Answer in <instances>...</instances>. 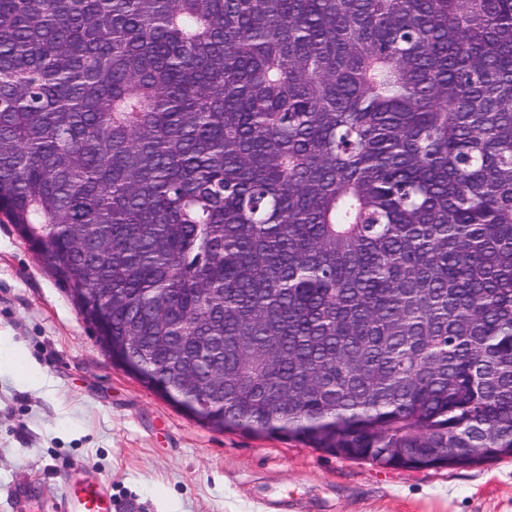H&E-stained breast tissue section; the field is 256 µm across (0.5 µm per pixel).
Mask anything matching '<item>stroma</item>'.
Wrapping results in <instances>:
<instances>
[{
  "instance_id": "35a3bbf8",
  "label": "stroma",
  "mask_w": 512,
  "mask_h": 512,
  "mask_svg": "<svg viewBox=\"0 0 512 512\" xmlns=\"http://www.w3.org/2000/svg\"><path fill=\"white\" fill-rule=\"evenodd\" d=\"M82 468L112 512H512V457L395 470L201 424L114 365L65 287L0 223V512Z\"/></svg>"
}]
</instances>
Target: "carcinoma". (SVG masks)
<instances>
[{
  "label": "carcinoma",
  "instance_id": "cac0c4a2",
  "mask_svg": "<svg viewBox=\"0 0 512 512\" xmlns=\"http://www.w3.org/2000/svg\"><path fill=\"white\" fill-rule=\"evenodd\" d=\"M0 214L226 430L512 457V0H0ZM195 337H159L169 359L164 365L165 370L156 373L155 378L164 381L170 391L172 387L176 388L198 410H212L214 404H224V365L214 358L205 371H200L195 364L182 362L180 355L185 342ZM312 388V383L299 388H288V383L275 388L269 398L270 408L279 412L288 410V396L296 399L303 398Z\"/></svg>",
  "mask_w": 512,
  "mask_h": 512
}]
</instances>
